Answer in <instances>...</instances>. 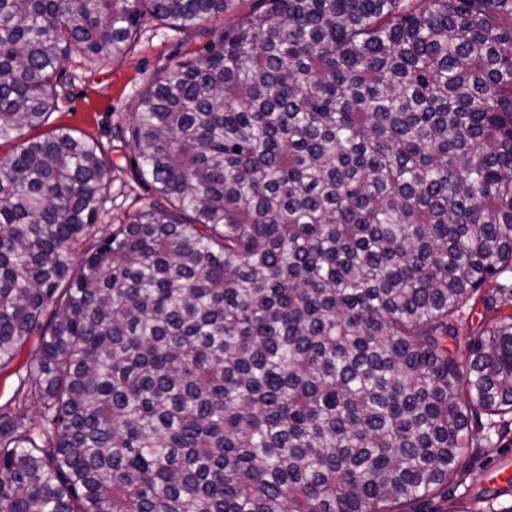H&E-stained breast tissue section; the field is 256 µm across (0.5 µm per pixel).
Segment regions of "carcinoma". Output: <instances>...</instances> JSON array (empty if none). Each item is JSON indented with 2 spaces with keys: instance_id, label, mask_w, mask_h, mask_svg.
<instances>
[{
  "instance_id": "1",
  "label": "carcinoma",
  "mask_w": 512,
  "mask_h": 512,
  "mask_svg": "<svg viewBox=\"0 0 512 512\" xmlns=\"http://www.w3.org/2000/svg\"><path fill=\"white\" fill-rule=\"evenodd\" d=\"M231 0H0V141L65 60ZM0 159V512H395L512 425V0H254L131 113ZM35 415H30V408ZM498 308V311L489 312L483 306L480 299H472L461 316L460 327L462 334L464 336L469 334L495 316L501 314L512 315V300H506V302L498 304ZM41 344V336L34 333L22 346L19 358L7 369L0 370V405L14 402L20 397V390L27 379L28 368L32 365L30 358L34 356Z\"/></svg>"
}]
</instances>
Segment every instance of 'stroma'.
<instances>
[{"label": "stroma", "mask_w": 512, "mask_h": 512, "mask_svg": "<svg viewBox=\"0 0 512 512\" xmlns=\"http://www.w3.org/2000/svg\"><path fill=\"white\" fill-rule=\"evenodd\" d=\"M253 0H234L231 9L198 29L177 33L157 22L145 23L130 52L118 59L88 61L72 54L63 65L58 91L59 105L51 127H66L76 135L97 139L114 164L110 200L100 213L95 231L108 233L125 222L128 214L156 198L154 186L140 176L127 129L135 101L151 79L189 52H201L224 27L241 21ZM40 335L29 336L18 359L0 370V405L14 401L24 385ZM512 467V434L493 448L482 449L471 471L457 477L449 493H439L424 503L402 506L401 512H479L493 505L496 512H512V488L495 487V469Z\"/></svg>", "instance_id": "35a3bbf8"}]
</instances>
